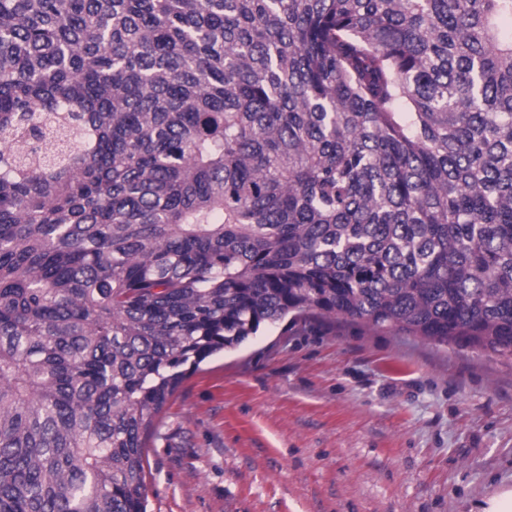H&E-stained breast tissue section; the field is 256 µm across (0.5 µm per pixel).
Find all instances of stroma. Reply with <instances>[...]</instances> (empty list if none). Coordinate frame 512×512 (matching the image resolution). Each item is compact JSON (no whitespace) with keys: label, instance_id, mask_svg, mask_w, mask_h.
<instances>
[{"label":"stroma","instance_id":"35a3bbf8","mask_svg":"<svg viewBox=\"0 0 512 512\" xmlns=\"http://www.w3.org/2000/svg\"><path fill=\"white\" fill-rule=\"evenodd\" d=\"M145 454L148 512H475L512 489V364L282 323L188 374Z\"/></svg>","mask_w":512,"mask_h":512}]
</instances>
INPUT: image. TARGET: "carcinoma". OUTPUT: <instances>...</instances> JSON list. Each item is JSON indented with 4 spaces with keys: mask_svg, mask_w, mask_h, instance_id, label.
I'll return each mask as SVG.
<instances>
[{
    "mask_svg": "<svg viewBox=\"0 0 512 512\" xmlns=\"http://www.w3.org/2000/svg\"><path fill=\"white\" fill-rule=\"evenodd\" d=\"M0 512H147L184 378L288 316L512 361V0H0Z\"/></svg>",
    "mask_w": 512,
    "mask_h": 512,
    "instance_id": "obj_1",
    "label": "carcinoma"
}]
</instances>
